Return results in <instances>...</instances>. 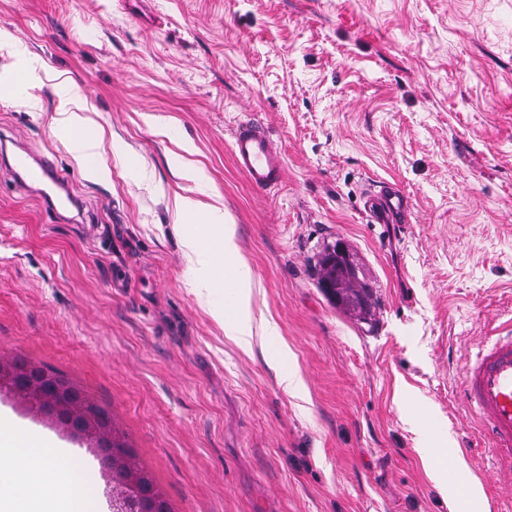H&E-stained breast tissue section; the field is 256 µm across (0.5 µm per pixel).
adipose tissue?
Instances as JSON below:
<instances>
[{"label":"adipose tissue","mask_w":512,"mask_h":512,"mask_svg":"<svg viewBox=\"0 0 512 512\" xmlns=\"http://www.w3.org/2000/svg\"><path fill=\"white\" fill-rule=\"evenodd\" d=\"M54 88L63 107L53 123L68 133L74 158L88 177L109 176L104 133L82 106L80 93L64 81ZM172 209L189 288L242 352H251L257 339L274 337V344L267 347V359L280 387L291 396L305 398L306 385L295 356L279 338L276 323L253 318L252 275L223 207L178 195ZM224 273L231 279L225 296L217 289V278ZM92 474L80 449L62 447L52 437L0 412V512H108Z\"/></svg>","instance_id":"ef3b65f1"}]
</instances>
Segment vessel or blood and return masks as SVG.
I'll return each instance as SVG.
<instances>
[{
    "label": "vessel or blood",
    "instance_id": "obj_1",
    "mask_svg": "<svg viewBox=\"0 0 512 512\" xmlns=\"http://www.w3.org/2000/svg\"><path fill=\"white\" fill-rule=\"evenodd\" d=\"M231 153L236 168L255 190L265 193L281 184L284 156L259 123L248 119L237 124ZM8 166L11 178L35 191L49 211L61 215L75 208L77 199L68 180L46 159L21 148L13 151ZM367 205L379 224H405L411 216L409 199L390 186L369 192ZM461 397L480 423L495 469L512 473V322L470 356Z\"/></svg>",
    "mask_w": 512,
    "mask_h": 512
}]
</instances>
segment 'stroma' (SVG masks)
Masks as SVG:
<instances>
[{
  "label": "stroma",
  "mask_w": 512,
  "mask_h": 512,
  "mask_svg": "<svg viewBox=\"0 0 512 512\" xmlns=\"http://www.w3.org/2000/svg\"><path fill=\"white\" fill-rule=\"evenodd\" d=\"M36 61L51 78L32 89ZM56 78L111 139L109 179L54 127ZM246 119L284 155L274 191L234 165ZM2 138L68 178L83 221L52 222L0 169V360L106 409L173 512H459L450 492L472 481L490 512L512 501L468 456L459 398L469 357L512 320V0H0ZM186 141L307 399L187 286L170 209L198 193ZM385 183L411 202L407 229L369 221ZM339 240L372 294L364 321L319 286ZM0 405L90 446L17 394Z\"/></svg>",
  "instance_id": "35a3bbf8"
}]
</instances>
